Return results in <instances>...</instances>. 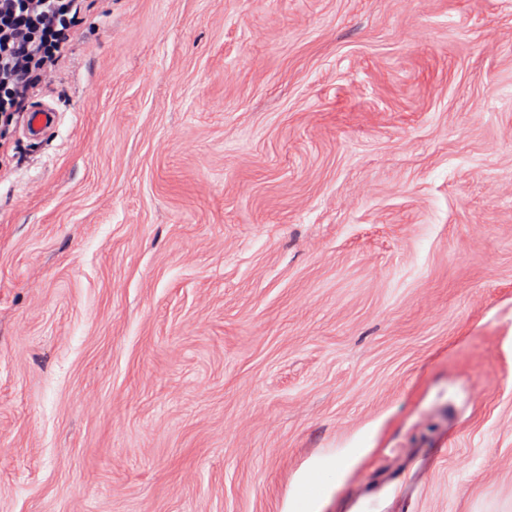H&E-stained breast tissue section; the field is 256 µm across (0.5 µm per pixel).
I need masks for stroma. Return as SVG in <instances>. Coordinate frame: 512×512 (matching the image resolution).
<instances>
[{
	"label": "stroma",
	"mask_w": 512,
	"mask_h": 512,
	"mask_svg": "<svg viewBox=\"0 0 512 512\" xmlns=\"http://www.w3.org/2000/svg\"><path fill=\"white\" fill-rule=\"evenodd\" d=\"M0 139V512H512V0H90ZM56 111L48 106L42 105L28 114L27 130L35 135L42 134L45 130L50 128L56 118ZM325 470L336 472V462H332L330 464H315L313 466L311 473L305 480L307 485L301 492V496L296 503L295 510L292 511L309 512L311 510L309 507L315 502L317 494L313 489L314 485L310 482L320 479V473Z\"/></svg>",
	"instance_id": "35a3bbf8"
}]
</instances>
